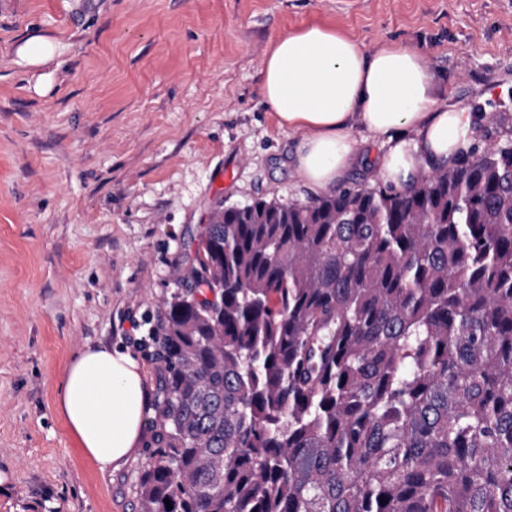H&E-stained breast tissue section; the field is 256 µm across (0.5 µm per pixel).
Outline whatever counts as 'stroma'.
<instances>
[{
    "instance_id": "35a3bbf8",
    "label": "stroma",
    "mask_w": 512,
    "mask_h": 512,
    "mask_svg": "<svg viewBox=\"0 0 512 512\" xmlns=\"http://www.w3.org/2000/svg\"><path fill=\"white\" fill-rule=\"evenodd\" d=\"M321 24L398 43L436 105L512 126V0H0V512H138L158 428V306L220 204L306 200L301 135L261 96L273 40ZM40 37L51 59L28 56ZM339 187L386 153L353 128ZM109 345L139 362L141 446L105 472L55 409L67 359Z\"/></svg>"
}]
</instances>
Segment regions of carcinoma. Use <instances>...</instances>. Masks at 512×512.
I'll return each instance as SVG.
<instances>
[{
    "label": "carcinoma",
    "mask_w": 512,
    "mask_h": 512,
    "mask_svg": "<svg viewBox=\"0 0 512 512\" xmlns=\"http://www.w3.org/2000/svg\"><path fill=\"white\" fill-rule=\"evenodd\" d=\"M178 279L139 512H512V127L218 206Z\"/></svg>",
    "instance_id": "1"
}]
</instances>
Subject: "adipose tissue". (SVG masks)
<instances>
[{"label": "adipose tissue", "mask_w": 512, "mask_h": 512, "mask_svg": "<svg viewBox=\"0 0 512 512\" xmlns=\"http://www.w3.org/2000/svg\"><path fill=\"white\" fill-rule=\"evenodd\" d=\"M262 66V96L281 125L301 132L297 167L318 191L334 188L354 161V126L386 145L382 174L397 186L476 134L472 113L436 108L422 56L399 44L369 52L314 24L277 37ZM56 407L84 455L107 470L140 443L143 373L127 353L86 348L67 363Z\"/></svg>", "instance_id": "obj_1"}]
</instances>
